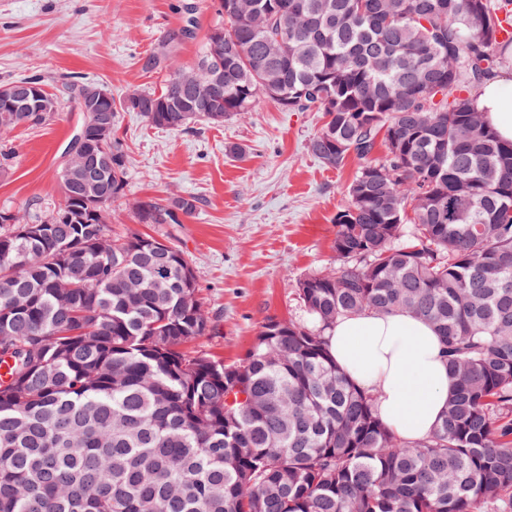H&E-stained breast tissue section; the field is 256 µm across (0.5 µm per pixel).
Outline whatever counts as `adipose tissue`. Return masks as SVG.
Listing matches in <instances>:
<instances>
[{
  "instance_id": "ef3b65f1",
  "label": "adipose tissue",
  "mask_w": 512,
  "mask_h": 512,
  "mask_svg": "<svg viewBox=\"0 0 512 512\" xmlns=\"http://www.w3.org/2000/svg\"><path fill=\"white\" fill-rule=\"evenodd\" d=\"M476 106L500 138L512 140V76L484 84ZM327 338L339 368L374 396L380 420L399 437L422 439L446 414L453 381L428 322L369 311L338 318Z\"/></svg>"
}]
</instances>
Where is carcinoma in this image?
I'll return each instance as SVG.
<instances>
[{
    "mask_svg": "<svg viewBox=\"0 0 512 512\" xmlns=\"http://www.w3.org/2000/svg\"><path fill=\"white\" fill-rule=\"evenodd\" d=\"M224 23L164 91L111 100L152 126L221 125L263 98L321 112L312 155L358 170L336 266L299 283L308 320L270 317L238 363L210 335L174 243L108 228L126 158L67 85L87 169L32 222L0 210V512H481L512 509V141L475 105L512 47V0H217ZM165 105L167 112L147 106ZM53 112L0 98V134ZM383 155L374 157L378 147ZM195 198L139 201L177 224ZM402 311L440 336L454 388L427 437H398L336 365L326 332Z\"/></svg>",
    "mask_w": 512,
    "mask_h": 512,
    "instance_id": "carcinoma-1",
    "label": "carcinoma"
}]
</instances>
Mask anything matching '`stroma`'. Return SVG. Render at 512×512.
<instances>
[{"mask_svg":"<svg viewBox=\"0 0 512 512\" xmlns=\"http://www.w3.org/2000/svg\"><path fill=\"white\" fill-rule=\"evenodd\" d=\"M182 0H0V84L41 77L59 101L45 125L0 137V210L30 219L58 209V171L81 120L66 87L81 76L122 99L161 90L169 71L149 66L165 55L197 65L203 39L219 23L213 0H196L194 36ZM323 124L318 112H285L261 99L253 112L221 126L172 131L141 113L119 111L115 135L126 154V194L112 205L109 228L178 245L197 272L213 329L196 349L236 362L269 317L303 319L297 288L336 263L334 218L356 159L327 166L308 145ZM245 148L244 157L230 154ZM193 197L195 213L179 224H137V201Z\"/></svg>","mask_w":512,"mask_h":512,"instance_id":"stroma-1","label":"stroma"}]
</instances>
